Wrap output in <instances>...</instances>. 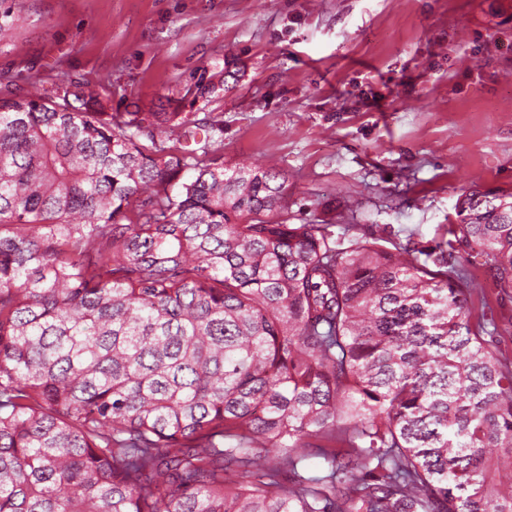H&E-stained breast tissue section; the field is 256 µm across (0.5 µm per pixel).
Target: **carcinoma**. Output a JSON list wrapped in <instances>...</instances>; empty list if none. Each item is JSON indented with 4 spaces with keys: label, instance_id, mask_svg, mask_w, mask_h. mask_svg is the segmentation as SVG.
<instances>
[{
    "label": "carcinoma",
    "instance_id": "obj_1",
    "mask_svg": "<svg viewBox=\"0 0 512 512\" xmlns=\"http://www.w3.org/2000/svg\"><path fill=\"white\" fill-rule=\"evenodd\" d=\"M12 84L0 512H512V364L468 308L473 259L512 292V191L458 200L454 264L345 246L277 212L275 169L224 166L221 119Z\"/></svg>",
    "mask_w": 512,
    "mask_h": 512
}]
</instances>
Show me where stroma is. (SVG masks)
<instances>
[{
    "label": "stroma",
    "mask_w": 512,
    "mask_h": 512,
    "mask_svg": "<svg viewBox=\"0 0 512 512\" xmlns=\"http://www.w3.org/2000/svg\"><path fill=\"white\" fill-rule=\"evenodd\" d=\"M0 76L40 93L60 74L116 112H157L203 70L235 87L177 99L223 113L228 167L271 165L292 224L338 239L392 230L453 241L473 189L512 191V0H11ZM469 301L512 361V293L480 264Z\"/></svg>",
    "instance_id": "35a3bbf8"
}]
</instances>
